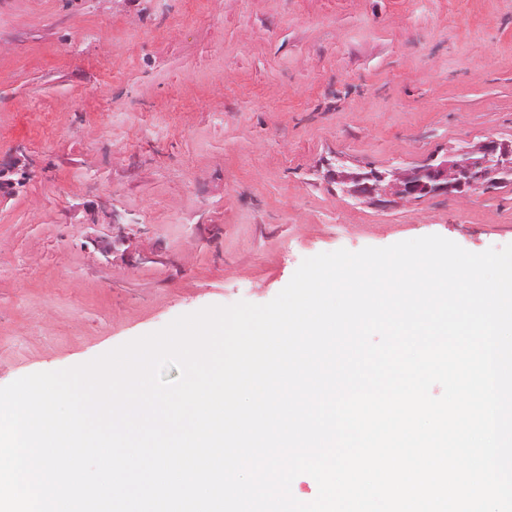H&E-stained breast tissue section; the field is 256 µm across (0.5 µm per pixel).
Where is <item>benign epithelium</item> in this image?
<instances>
[{
  "mask_svg": "<svg viewBox=\"0 0 512 512\" xmlns=\"http://www.w3.org/2000/svg\"><path fill=\"white\" fill-rule=\"evenodd\" d=\"M332 179L343 192L376 205L387 204L391 198L406 202L440 195L470 198L512 183V141L488 138L405 169L357 172L338 163Z\"/></svg>",
  "mask_w": 512,
  "mask_h": 512,
  "instance_id": "1",
  "label": "benign epithelium"
}]
</instances>
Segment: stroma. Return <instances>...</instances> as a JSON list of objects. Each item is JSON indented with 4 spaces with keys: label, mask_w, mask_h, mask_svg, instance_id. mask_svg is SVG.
<instances>
[{
    "label": "stroma",
    "mask_w": 512,
    "mask_h": 512,
    "mask_svg": "<svg viewBox=\"0 0 512 512\" xmlns=\"http://www.w3.org/2000/svg\"><path fill=\"white\" fill-rule=\"evenodd\" d=\"M489 137L512 0H0V386L267 303L323 252L512 244V183L376 206L328 175Z\"/></svg>",
    "instance_id": "obj_1"
}]
</instances>
